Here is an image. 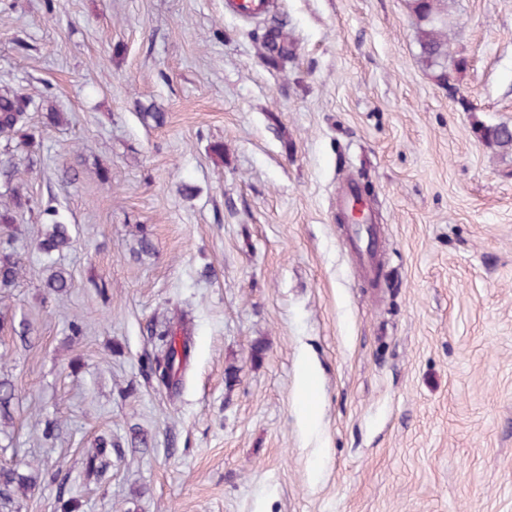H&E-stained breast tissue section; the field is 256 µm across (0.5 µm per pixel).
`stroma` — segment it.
Returning a JSON list of instances; mask_svg holds the SVG:
<instances>
[{
  "instance_id": "1",
  "label": "stroma",
  "mask_w": 512,
  "mask_h": 512,
  "mask_svg": "<svg viewBox=\"0 0 512 512\" xmlns=\"http://www.w3.org/2000/svg\"><path fill=\"white\" fill-rule=\"evenodd\" d=\"M448 11L446 87L408 0H0V85L42 105L0 138L25 268L0 468L46 467L0 512H512V154L477 131L512 125V0ZM50 199L75 227L59 297ZM157 322L188 346L167 381Z\"/></svg>"
}]
</instances>
